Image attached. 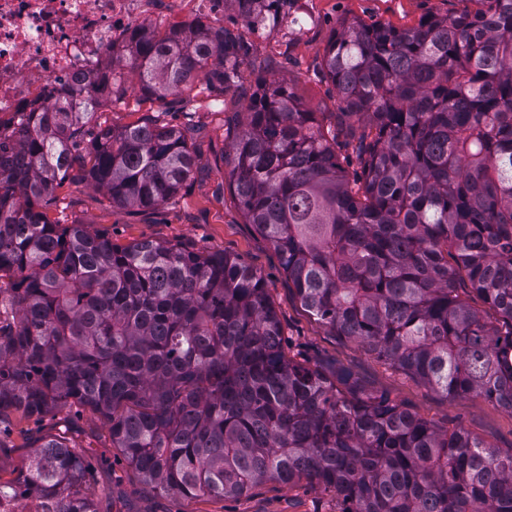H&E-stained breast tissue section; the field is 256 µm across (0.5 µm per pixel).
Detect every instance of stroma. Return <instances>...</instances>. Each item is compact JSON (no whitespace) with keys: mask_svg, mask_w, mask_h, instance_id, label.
<instances>
[{"mask_svg":"<svg viewBox=\"0 0 512 512\" xmlns=\"http://www.w3.org/2000/svg\"><path fill=\"white\" fill-rule=\"evenodd\" d=\"M469 6V0H296L299 23L282 16L266 28L246 27L242 33L258 59L275 62L270 78L296 82L303 106L323 112L333 109L336 91L321 76L322 59L343 21L359 19L404 29L416 26L424 17L456 15ZM114 70L127 93L121 103L100 108V121L120 129L167 108L175 112L174 122L180 125L185 113H193L199 126L190 141L196 154L195 170L173 201L140 213L112 207L103 192L82 180L66 182L48 212L50 220L85 224L90 232L108 236L121 246L152 240L234 255L262 275L284 328V349L289 357L311 364L336 362L347 366L367 386L389 392L435 426L459 424L496 448L512 449V413L480 397L447 400L419 379L378 360L357 341L333 335L304 311L288 288V278L273 247L251 230L232 198L224 164V113L208 111L206 97L194 89L165 104L146 98L139 89L136 71L121 63L115 64ZM22 427L23 434L12 435L11 448L0 452L2 479L16 476L25 466L36 439L59 430L56 419L49 416L40 423L23 422ZM113 490L125 491L138 512H338L339 508L332 491L274 481L224 500L161 497L122 462L98 473L96 493L102 512H108V494Z\"/></svg>","mask_w":512,"mask_h":512,"instance_id":"stroma-1","label":"stroma"}]
</instances>
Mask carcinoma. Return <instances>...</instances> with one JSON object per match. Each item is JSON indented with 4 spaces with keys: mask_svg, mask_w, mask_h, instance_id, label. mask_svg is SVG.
<instances>
[{
    "mask_svg": "<svg viewBox=\"0 0 512 512\" xmlns=\"http://www.w3.org/2000/svg\"><path fill=\"white\" fill-rule=\"evenodd\" d=\"M288 2L233 0L251 28ZM470 2L407 29L343 22L321 68L334 112L305 109L286 81L248 92L241 69L257 60L222 22L136 30L112 56L146 97L198 79L215 103L247 101L226 129L233 198L310 315L449 400L512 413V0ZM122 94L106 72L31 110L0 148V417L88 407L164 495L305 480L341 512H512V451L435 426L349 368L288 358L255 269L48 218L85 158L83 180L123 208L167 204L190 178L192 114L182 127L95 120ZM95 490L68 427L0 480V496L49 498L53 512H100Z\"/></svg>",
    "mask_w": 512,
    "mask_h": 512,
    "instance_id": "obj_1",
    "label": "carcinoma"
}]
</instances>
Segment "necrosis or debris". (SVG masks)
Here are the masks:
<instances>
[{
	"label": "necrosis or debris",
	"mask_w": 512,
	"mask_h": 512,
	"mask_svg": "<svg viewBox=\"0 0 512 512\" xmlns=\"http://www.w3.org/2000/svg\"><path fill=\"white\" fill-rule=\"evenodd\" d=\"M181 15L224 17V0H0V142L40 104L95 87L131 31Z\"/></svg>",
	"instance_id": "4bbe7bcc"
}]
</instances>
